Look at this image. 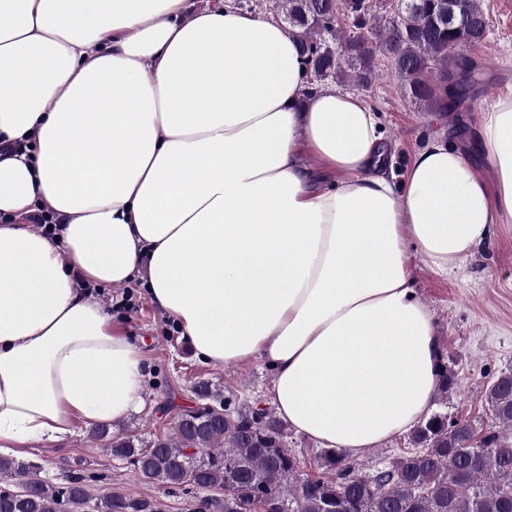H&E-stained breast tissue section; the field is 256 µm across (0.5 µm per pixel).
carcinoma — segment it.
<instances>
[{"label": "carcinoma", "mask_w": 512, "mask_h": 512, "mask_svg": "<svg viewBox=\"0 0 512 512\" xmlns=\"http://www.w3.org/2000/svg\"><path fill=\"white\" fill-rule=\"evenodd\" d=\"M300 43L312 81L341 78L367 89L380 67L394 71L413 102L432 112L461 104L475 82L476 63L455 56L484 42V0H398L376 15V0H273ZM201 404L178 416L174 432L141 446L107 435L112 456L146 481L195 494L196 512H512V370L491 378L485 427L434 411L411 433L412 447L366 471L337 448L321 450L313 477L288 447L290 429L275 408L202 382ZM0 456V472L20 478L0 487V512H159L150 496L119 491L93 497V477L52 482Z\"/></svg>", "instance_id": "obj_1"}]
</instances>
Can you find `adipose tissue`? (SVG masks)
I'll return each mask as SVG.
<instances>
[{"label":"adipose tissue","instance_id":"1","mask_svg":"<svg viewBox=\"0 0 512 512\" xmlns=\"http://www.w3.org/2000/svg\"><path fill=\"white\" fill-rule=\"evenodd\" d=\"M1 143V448L140 406L143 351L89 291L137 278L199 357H260L289 428L360 457L438 389L413 257L445 274L512 224V90L477 130L492 178L435 138L399 179L378 113L226 0H0Z\"/></svg>","mask_w":512,"mask_h":512}]
</instances>
